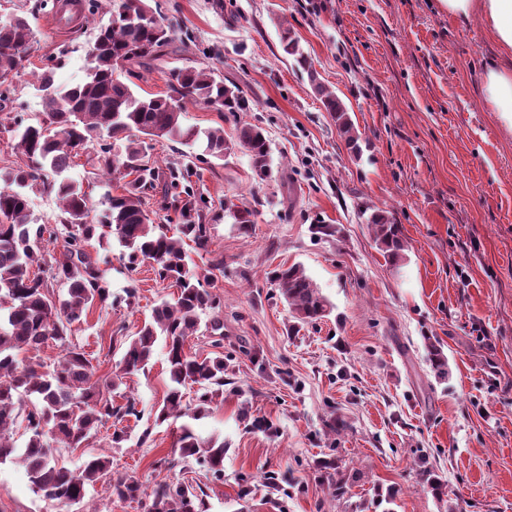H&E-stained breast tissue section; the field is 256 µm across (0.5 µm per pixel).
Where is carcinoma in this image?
<instances>
[{
  "instance_id": "cac0c4a2",
  "label": "carcinoma",
  "mask_w": 512,
  "mask_h": 512,
  "mask_svg": "<svg viewBox=\"0 0 512 512\" xmlns=\"http://www.w3.org/2000/svg\"><path fill=\"white\" fill-rule=\"evenodd\" d=\"M111 17L98 23L86 50L85 76L73 85L56 82V68L32 72L41 92L43 119L24 129L3 127L15 134L16 148L24 165L0 169V464L7 461L25 468L33 490L60 502L83 501L88 486L112 475V454L103 452L86 459L76 469L58 461L61 448H82L105 424H111L109 447L127 441L123 418L135 414V401L112 402V393L124 380L146 370L157 344H162L170 384L155 411V423L188 417L198 420L212 410L214 397L224 387V354L191 355L189 337L209 336L213 346L224 340V316L216 296L204 287L188 264V242L205 247L209 227L202 223L206 201L192 182L188 165L172 168L164 177L144 162L145 145L139 136L182 145L190 155L201 152L214 160L240 151L248 156L254 179L272 178L269 142L264 129L241 119L248 103L240 87L225 83L208 67H174L167 72V92L142 96L119 78L125 73L150 69L159 58L176 53L171 47L174 30L150 5V0H111ZM34 33L26 14L19 10L0 19V101L8 102L13 80L20 70L16 60L32 50ZM283 51L293 57L314 83L326 111L336 120L347 145L359 150L354 124L335 92L317 81L311 59L289 28L280 33ZM189 104L224 108L233 121L235 136L228 140L224 129H200L183 123ZM106 136L100 145L98 165L110 180H122L121 192L105 195V210L94 224L91 200L81 184L63 176L86 153L89 144ZM117 147L119 154L112 153ZM132 180H127V177ZM38 186L55 191L66 224L64 251L55 261V277L67 285L66 293L53 299L47 280L34 271L41 267L38 247L43 228L31 223L29 192ZM180 204V234L171 235L153 218L148 199L156 194ZM234 223L245 229L254 223V211L225 205ZM369 223L374 241L384 258L397 267L405 242L394 215L377 210ZM115 237L129 263L148 261L162 281L178 288L173 301L157 305L150 319L126 342L112 377L101 383L86 352L69 343L70 327L81 321L94 303L111 297L87 247L91 241ZM278 296L287 304L292 325L289 332L315 324L329 316L333 305L305 273L293 264L278 267L269 276ZM213 312L200 328L201 316ZM55 344L63 353L47 360L42 349ZM428 361L439 379L448 377V359L435 342L428 343ZM196 388L195 403L186 402L187 389ZM25 425L24 447L15 445L13 429ZM224 441L212 435L198 436L184 424L173 453L182 461H195L216 481L224 480ZM111 494L133 500L144 493L133 473L112 480ZM149 512H205V500L195 488L182 483H159L149 493Z\"/></svg>"
}]
</instances>
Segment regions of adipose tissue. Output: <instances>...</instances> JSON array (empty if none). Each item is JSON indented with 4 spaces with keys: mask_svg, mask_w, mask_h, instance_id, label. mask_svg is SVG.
I'll use <instances>...</instances> for the list:
<instances>
[{
    "mask_svg": "<svg viewBox=\"0 0 512 512\" xmlns=\"http://www.w3.org/2000/svg\"><path fill=\"white\" fill-rule=\"evenodd\" d=\"M438 4L449 16L479 19L498 44L499 55L483 67L481 93L512 129V0H438Z\"/></svg>",
    "mask_w": 512,
    "mask_h": 512,
    "instance_id": "adipose-tissue-1",
    "label": "adipose tissue"
}]
</instances>
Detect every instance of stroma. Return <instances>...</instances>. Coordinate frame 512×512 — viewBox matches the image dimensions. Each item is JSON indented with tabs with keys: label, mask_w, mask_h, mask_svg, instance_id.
<instances>
[{
	"label": "stroma",
	"mask_w": 512,
	"mask_h": 512,
	"mask_svg": "<svg viewBox=\"0 0 512 512\" xmlns=\"http://www.w3.org/2000/svg\"><path fill=\"white\" fill-rule=\"evenodd\" d=\"M34 0H0V16L27 8L33 58L15 78L0 122L42 117L33 71L60 48V83L84 76L85 48L107 4L63 33ZM157 0L187 47L155 61L140 95L165 94L175 66H210L243 90L242 120L269 140L273 176L252 177L243 153L201 159L193 178L207 199V247L189 245L224 312L222 396L194 422L224 439L223 481L172 459L178 423L155 424L169 384L156 349L146 372L127 379L115 404L135 400L128 441L111 450L113 475L136 474L145 488L201 484L206 512H512V129L480 91L484 62L498 47L477 20L442 12L437 0ZM290 28L319 80L345 103L360 135L354 157L306 73L282 50ZM255 211L248 230L225 202ZM392 212L406 244L400 268L378 250L368 216ZM329 225L332 236L317 234ZM115 240L89 254L112 294L71 326L99 380L122 356L110 338L132 336L176 287L150 263L128 266ZM224 269L212 271L215 260ZM301 265L330 300L328 318L289 335V313L268 280ZM137 287L135 300L126 290ZM449 375L435 378L428 339ZM345 427L333 433L330 416ZM271 421L275 433L249 428ZM148 441H141L143 431ZM336 462L334 484L316 463ZM276 472L287 490L274 506L262 484ZM251 491L240 497L241 482ZM0 512H62L33 492L14 463L0 465Z\"/></svg>",
	"instance_id": "obj_1"
}]
</instances>
